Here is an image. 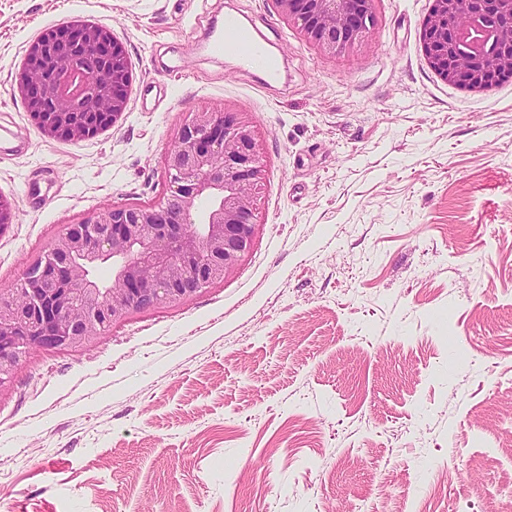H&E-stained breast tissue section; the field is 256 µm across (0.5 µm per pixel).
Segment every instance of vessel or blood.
Segmentation results:
<instances>
[{
    "label": "vessel or blood",
    "mask_w": 512,
    "mask_h": 512,
    "mask_svg": "<svg viewBox=\"0 0 512 512\" xmlns=\"http://www.w3.org/2000/svg\"><path fill=\"white\" fill-rule=\"evenodd\" d=\"M205 47L212 56L230 58L260 72L265 81L278 80L281 75L278 58L262 43L255 26L235 14H225L222 25L207 28Z\"/></svg>",
    "instance_id": "vessel-or-blood-1"
}]
</instances>
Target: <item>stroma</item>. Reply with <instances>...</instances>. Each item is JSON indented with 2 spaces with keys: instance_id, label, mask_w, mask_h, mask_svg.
I'll return each mask as SVG.
<instances>
[{
  "instance_id": "1",
  "label": "stroma",
  "mask_w": 512,
  "mask_h": 512,
  "mask_svg": "<svg viewBox=\"0 0 512 512\" xmlns=\"http://www.w3.org/2000/svg\"><path fill=\"white\" fill-rule=\"evenodd\" d=\"M230 10L281 80L198 42ZM428 10L377 0L371 47L331 59L271 0H0V288L67 225L158 201L202 107L245 112L266 160L224 284L33 352L0 387V512H512V79L436 77ZM74 20L134 74L123 120L79 143L16 90L29 43Z\"/></svg>"
}]
</instances>
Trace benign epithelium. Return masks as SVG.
Wrapping results in <instances>:
<instances>
[{"mask_svg": "<svg viewBox=\"0 0 512 512\" xmlns=\"http://www.w3.org/2000/svg\"><path fill=\"white\" fill-rule=\"evenodd\" d=\"M324 56L367 48L375 0H272ZM422 51L441 81L469 92L512 77V0H430ZM133 74L110 29L74 20L33 40L17 92L50 137L78 142L121 120ZM166 194L154 203L99 209L71 224L0 291V387L37 350L75 352L122 318L183 303L224 283L250 254L261 222L262 143L230 105L191 114L164 160ZM112 263V282L93 272Z\"/></svg>", "mask_w": 512, "mask_h": 512, "instance_id": "obj_1", "label": "benign epithelium"}]
</instances>
